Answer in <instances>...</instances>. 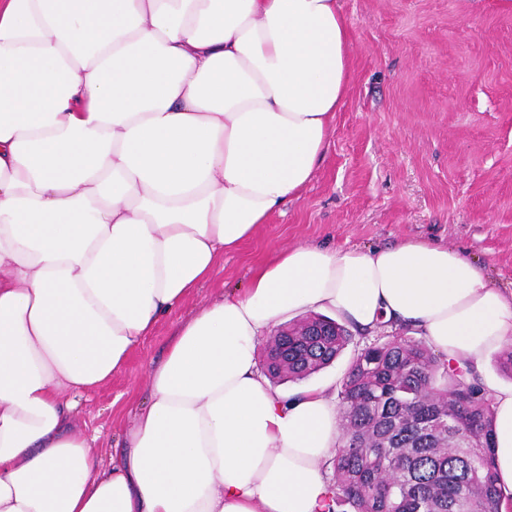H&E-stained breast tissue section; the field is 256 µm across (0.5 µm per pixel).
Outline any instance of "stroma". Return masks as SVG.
Listing matches in <instances>:
<instances>
[{
    "label": "stroma",
    "mask_w": 512,
    "mask_h": 512,
    "mask_svg": "<svg viewBox=\"0 0 512 512\" xmlns=\"http://www.w3.org/2000/svg\"><path fill=\"white\" fill-rule=\"evenodd\" d=\"M352 73L313 181L237 250L96 393L77 419L102 458L124 451L181 323L247 288L298 244L370 250L421 239L512 289V0H341Z\"/></svg>",
    "instance_id": "stroma-1"
}]
</instances>
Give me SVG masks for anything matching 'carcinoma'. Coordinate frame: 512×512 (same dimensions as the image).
<instances>
[{"label":"carcinoma","instance_id":"obj_1","mask_svg":"<svg viewBox=\"0 0 512 512\" xmlns=\"http://www.w3.org/2000/svg\"><path fill=\"white\" fill-rule=\"evenodd\" d=\"M307 316L266 343L265 371L301 381L355 340L299 336ZM364 341L340 382V445L329 459L322 512H512L493 460L494 409L468 365L450 366L426 341L400 335Z\"/></svg>","mask_w":512,"mask_h":512}]
</instances>
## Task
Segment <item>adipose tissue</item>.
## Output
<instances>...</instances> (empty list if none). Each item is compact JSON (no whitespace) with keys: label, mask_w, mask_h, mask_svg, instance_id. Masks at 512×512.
<instances>
[{"label":"adipose tissue","mask_w":512,"mask_h":512,"mask_svg":"<svg viewBox=\"0 0 512 512\" xmlns=\"http://www.w3.org/2000/svg\"><path fill=\"white\" fill-rule=\"evenodd\" d=\"M338 0H0V512H320L325 389L258 367L284 316L390 323L447 361L512 342V290L424 240L273 253L185 321L129 451L76 395L311 182L351 76ZM512 493V388H491Z\"/></svg>","instance_id":"obj_1"}]
</instances>
